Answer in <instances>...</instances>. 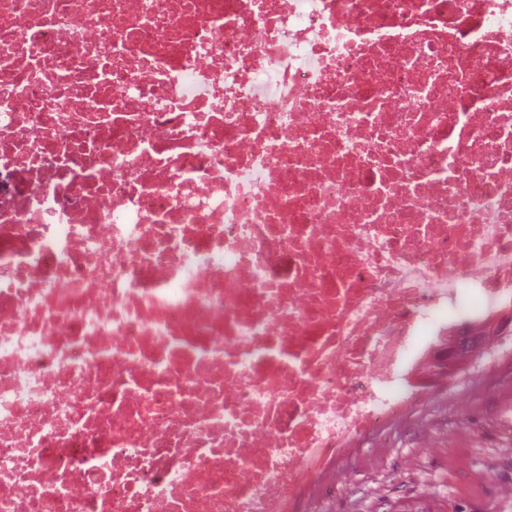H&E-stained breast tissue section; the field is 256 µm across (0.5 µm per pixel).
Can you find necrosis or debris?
Listing matches in <instances>:
<instances>
[{
	"label": "necrosis or debris",
	"mask_w": 512,
	"mask_h": 512,
	"mask_svg": "<svg viewBox=\"0 0 512 512\" xmlns=\"http://www.w3.org/2000/svg\"><path fill=\"white\" fill-rule=\"evenodd\" d=\"M512 303V0H0V512H304ZM460 322L457 320L451 324L448 325V332L457 326V328L454 330V333L452 336L449 337L448 335L443 338V343L437 346L433 353L435 356V363H437L440 370H443L442 372L445 373L448 371V374L452 371L448 368V352H456L462 345H467V342L470 340L471 349H470V356L471 358L478 355L481 351L480 346L482 348V339H481V333L478 331V334H475L474 336H477V339L480 343V346L478 344H475L472 340V333L469 332L468 326L463 323L460 324Z\"/></svg>",
	"instance_id": "necrosis-or-debris-1"
}]
</instances>
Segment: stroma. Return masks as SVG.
<instances>
[{"label":"stroma","instance_id":"35a3bbf8","mask_svg":"<svg viewBox=\"0 0 512 512\" xmlns=\"http://www.w3.org/2000/svg\"><path fill=\"white\" fill-rule=\"evenodd\" d=\"M512 335L423 390L335 470L331 512H512Z\"/></svg>","mask_w":512,"mask_h":512}]
</instances>
